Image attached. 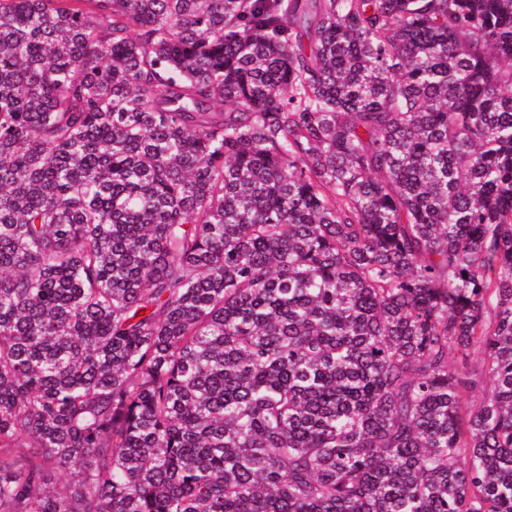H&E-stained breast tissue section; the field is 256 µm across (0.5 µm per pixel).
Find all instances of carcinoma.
Masks as SVG:
<instances>
[{
	"label": "carcinoma",
	"instance_id": "cac0c4a2",
	"mask_svg": "<svg viewBox=\"0 0 512 512\" xmlns=\"http://www.w3.org/2000/svg\"><path fill=\"white\" fill-rule=\"evenodd\" d=\"M0 512H512V0H0Z\"/></svg>",
	"mask_w": 512,
	"mask_h": 512
}]
</instances>
